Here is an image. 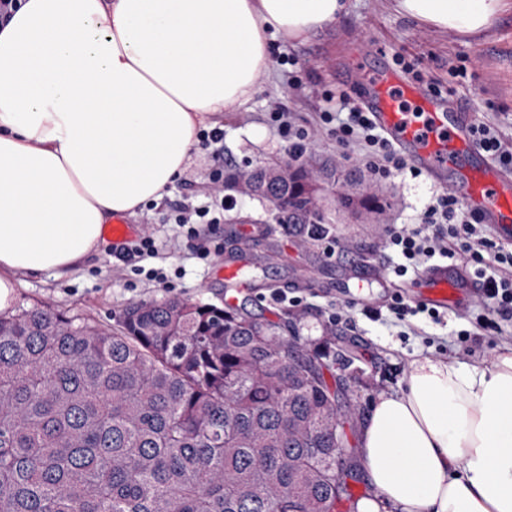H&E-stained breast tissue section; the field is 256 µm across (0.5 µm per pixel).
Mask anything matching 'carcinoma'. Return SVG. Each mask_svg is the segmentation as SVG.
Segmentation results:
<instances>
[{"instance_id":"carcinoma-1","label":"carcinoma","mask_w":512,"mask_h":512,"mask_svg":"<svg viewBox=\"0 0 512 512\" xmlns=\"http://www.w3.org/2000/svg\"><path fill=\"white\" fill-rule=\"evenodd\" d=\"M323 166L234 183L293 233L320 224ZM290 325L172 297L120 328L0 312V512H357L345 384Z\"/></svg>"}]
</instances>
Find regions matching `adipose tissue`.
I'll return each instance as SVG.
<instances>
[{
    "label": "adipose tissue",
    "instance_id": "obj_1",
    "mask_svg": "<svg viewBox=\"0 0 512 512\" xmlns=\"http://www.w3.org/2000/svg\"><path fill=\"white\" fill-rule=\"evenodd\" d=\"M469 41L512 0H386ZM350 0H19L0 25V311L18 275L65 270L106 224L162 200L214 116L255 93L269 42ZM359 512H512V346L487 367L424 357L360 432Z\"/></svg>",
    "mask_w": 512,
    "mask_h": 512
}]
</instances>
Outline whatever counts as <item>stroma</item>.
Wrapping results in <instances>:
<instances>
[{"mask_svg":"<svg viewBox=\"0 0 512 512\" xmlns=\"http://www.w3.org/2000/svg\"><path fill=\"white\" fill-rule=\"evenodd\" d=\"M270 52L274 65L260 79L256 94L235 111L215 117L223 141L196 149L191 166L169 194L128 219L129 224L154 233L159 253L151 265L162 269L166 280L149 281L113 268L105 245L62 274L19 276L16 305L39 304L78 313L105 328L115 326L134 300L180 296L220 306L225 290L222 270L246 240L252 252L247 273L251 285L239 294L238 306L260 318L294 317L298 335L312 346L326 347V359L344 356L361 411H368L379 395L404 392L408 383L404 366L416 358L441 354L465 365L490 364L498 348L512 344V322L503 324L495 347L481 342L461 350L455 333L466 325L472 302L467 295L446 311V324H422L418 336L399 337L394 324L363 317L354 332L327 334L326 311L331 303L344 299L347 286L364 285L360 302L373 306L381 305L393 289L414 292V280L384 273L390 263L382 251L384 230L391 224L420 223L430 199L452 191L457 172L449 169L436 179L404 172L375 181L361 150L338 147L318 116L334 111L343 97L351 105L363 106L376 78L391 74L469 108L477 119L512 140V19L501 23L488 40L465 42L396 15L385 0H350L348 14L331 29L304 42L274 39ZM276 109L298 124L314 127L310 155L336 170L335 185L323 187L319 203L332 236L357 245L350 259L328 256L323 241L300 247L267 200L230 186L220 192L215 189L214 172L227 178L242 168L287 163L288 147L271 126L270 114ZM339 183L352 194V207L338 203ZM224 196L235 199L233 209L222 210ZM185 205L209 208L219 219L208 261L193 258L174 222ZM284 288L296 289L302 304L274 305L273 293Z\"/></svg>","mask_w":512,"mask_h":512,"instance_id":"stroma-1","label":"stroma"}]
</instances>
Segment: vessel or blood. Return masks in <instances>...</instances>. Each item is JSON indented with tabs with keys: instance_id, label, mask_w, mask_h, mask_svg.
<instances>
[{
	"instance_id": "obj_1",
	"label": "vessel or blood",
	"mask_w": 512,
	"mask_h": 512,
	"mask_svg": "<svg viewBox=\"0 0 512 512\" xmlns=\"http://www.w3.org/2000/svg\"><path fill=\"white\" fill-rule=\"evenodd\" d=\"M377 125L397 146L409 147L431 174L444 171L462 157L470 163L462 168L454 187L464 205L480 212L502 238L512 237V177L491 162L475 142L471 113L443 107L417 88L380 80L374 97L366 105ZM426 293L417 303L446 308L459 282L439 265L425 276Z\"/></svg>"
}]
</instances>
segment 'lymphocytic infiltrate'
<instances>
[{
    "instance_id": "obj_1",
    "label": "lymphocytic infiltrate",
    "mask_w": 512,
    "mask_h": 512,
    "mask_svg": "<svg viewBox=\"0 0 512 512\" xmlns=\"http://www.w3.org/2000/svg\"><path fill=\"white\" fill-rule=\"evenodd\" d=\"M319 119L330 126L339 146L363 147L365 164L375 180H387L405 169L401 152L380 133L363 108L344 101L339 111L320 113ZM383 249L396 255L392 272L398 278L419 275L437 257L466 268L476 287V302L468 328L457 333L458 343L466 346L494 339L501 333L502 322L512 321V251L500 249L487 225L455 194L436 196L426 206L420 224L387 228ZM386 314L406 327L418 315L435 324L444 320L439 310L412 304L405 295L394 292L379 307H360L347 301L336 306L328 321L351 331L358 317L378 321Z\"/></svg>"
}]
</instances>
